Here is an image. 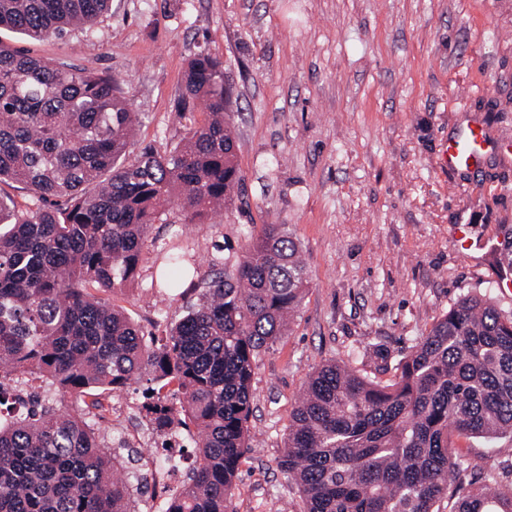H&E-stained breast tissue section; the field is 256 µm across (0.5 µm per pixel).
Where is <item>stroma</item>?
<instances>
[{"label": "stroma", "instance_id": "stroma-1", "mask_svg": "<svg viewBox=\"0 0 512 512\" xmlns=\"http://www.w3.org/2000/svg\"><path fill=\"white\" fill-rule=\"evenodd\" d=\"M0 43L112 75L141 122L135 147L176 145L205 114L173 104L189 60L221 58L233 89L231 122L242 179L223 209L190 224L180 209L153 225L128 289L111 294L147 341L167 335L215 275L233 280L250 238L285 224L298 239L310 287L288 335L262 353L253 377L249 449L232 491L235 512H303L278 466L289 411L322 362L349 361L386 381L417 337L460 298L491 294L512 317V291L489 289L482 242L512 234V0H112L88 30ZM481 123L493 144L476 172H449V138ZM471 227L470 249L454 225ZM194 262L183 288H164L169 251ZM144 370L109 392L97 422L114 444V406L144 401ZM120 471L156 460L145 415ZM464 457L441 512L487 471L512 481V434L463 438Z\"/></svg>", "mask_w": 512, "mask_h": 512}]
</instances>
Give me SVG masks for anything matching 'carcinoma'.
<instances>
[{"label": "carcinoma", "mask_w": 512, "mask_h": 512, "mask_svg": "<svg viewBox=\"0 0 512 512\" xmlns=\"http://www.w3.org/2000/svg\"><path fill=\"white\" fill-rule=\"evenodd\" d=\"M112 0H0V28L32 39L91 27ZM224 63L190 61L174 111L201 106L204 122L173 148L131 154L139 113L117 80L0 43V183L39 202L18 216L0 198V400L4 381L37 374L93 407L150 366L181 395L145 405L154 430L194 427L190 483L165 512H233L253 402L257 358L285 335L310 280L286 224L248 243L235 282L219 275L163 344H149L122 310L93 294L137 275L153 224L174 200L194 218L224 204L239 183L227 117ZM190 263L170 259L179 288ZM512 433V318L486 296H464L378 381L328 361L289 412L278 465L304 512H439L463 465L451 434ZM84 412L63 415L37 396L25 416L0 420V512H130V476ZM454 512H512L495 475L470 484Z\"/></svg>", "instance_id": "carcinoma-1"}]
</instances>
